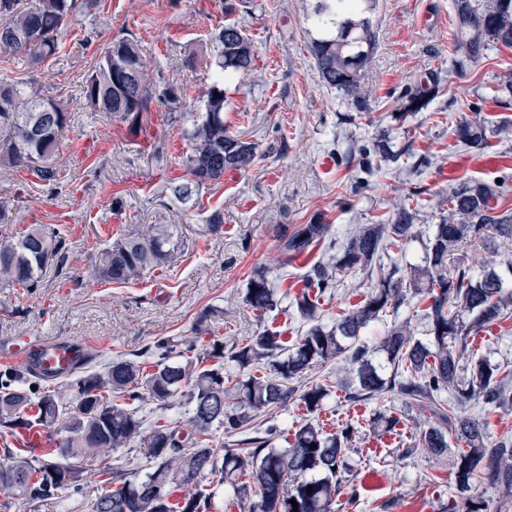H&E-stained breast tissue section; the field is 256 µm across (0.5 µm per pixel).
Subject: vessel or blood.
<instances>
[{
  "instance_id": "obj_1",
  "label": "vessel or blood",
  "mask_w": 512,
  "mask_h": 512,
  "mask_svg": "<svg viewBox=\"0 0 512 512\" xmlns=\"http://www.w3.org/2000/svg\"><path fill=\"white\" fill-rule=\"evenodd\" d=\"M87 354V345L78 341L29 340L17 344L9 357L27 371L54 379L72 372Z\"/></svg>"
}]
</instances>
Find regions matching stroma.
<instances>
[{"instance_id": "obj_1", "label": "stroma", "mask_w": 512, "mask_h": 512, "mask_svg": "<svg viewBox=\"0 0 512 512\" xmlns=\"http://www.w3.org/2000/svg\"><path fill=\"white\" fill-rule=\"evenodd\" d=\"M304 0H255L239 19L257 57L247 76L224 85V121L260 146L262 155L247 171L226 172L191 199L174 191L185 172L186 151L171 124L166 103L154 100L141 128L112 121L87 108L80 89L100 52L120 35L138 40L156 90L186 88L183 111L203 109L201 94L214 71L207 55L224 23L222 0H106L82 20L79 32H62L59 53L41 65L0 58V73L41 89L70 114L60 140V179L44 182L30 172L0 168V206L17 230L42 224L60 232L67 249L35 288H0V340L60 336L85 342L96 354L130 353L165 337L190 335L204 321L205 340L242 343L274 327L296 342L304 325L289 308L258 316L245 302L246 284L257 269L280 277L281 290L296 296L304 273L339 247L356 224L391 223L401 197L413 195L419 240L404 252L388 251L381 265L407 258L422 262L421 237L448 216L446 198L463 181H502L501 203L512 208V138L495 135L512 125V92L501 82L512 76V49L483 42L475 52L458 47L454 0H378L373 14L376 45L367 69L369 107L357 110L323 82L306 43ZM195 67H187L188 55ZM471 55L466 71L453 58ZM435 83L438 94L423 111L396 120L407 92ZM481 116L492 128L484 154L455 140L462 118ZM387 134L402 150L399 169L375 166L372 173L340 156L350 147ZM221 214L219 231L208 228ZM318 219L331 227L330 242L285 260L277 235ZM146 224H173L178 245L172 266L126 285L108 284L94 273L101 250ZM356 272L326 297L327 320L361 301L377 282ZM418 298L390 310L362 333L376 346L393 323L411 319L423 336ZM468 352L512 365V317L468 340ZM346 363L315 366L292 381L294 398L272 417L274 445L286 447L308 417L298 398L306 387L331 390L316 420L334 433L355 431L349 469L334 512H443L453 492L447 459L414 447L425 415L403 419L395 432L373 436L369 423L379 412L401 416V397L388 393L351 401L342 385Z\"/></svg>"}]
</instances>
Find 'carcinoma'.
<instances>
[{"label": "carcinoma", "instance_id": "1", "mask_svg": "<svg viewBox=\"0 0 512 512\" xmlns=\"http://www.w3.org/2000/svg\"><path fill=\"white\" fill-rule=\"evenodd\" d=\"M375 0H312L306 22L318 36L310 54L324 83L368 106L363 80L373 43L371 19ZM102 6L100 0H0V54L39 64L59 52L58 35L79 15ZM457 40L471 47L488 39L512 48V0H455ZM216 70L202 93L205 111L181 112L184 89L160 93L171 121L182 125L187 141L184 160L189 179L175 186L183 199L254 163L256 144L224 125V82L251 70L255 50L242 25L228 22L211 40ZM435 86L409 95L400 117L425 109ZM81 95L94 112L131 128L139 127L154 99L145 59L131 36L114 39L82 83ZM70 113L40 90L0 76V164L30 170L44 182L59 179V137ZM489 130L477 117L457 123L454 135L465 149L482 151ZM359 168L370 173L372 159L387 165L401 154L380 137L359 149ZM501 183L464 181L448 192V218L426 238L424 264L394 265L380 270L373 289L332 324L322 322L320 299L357 271H368L385 250L417 237L414 212L406 197L390 224H357L337 253L304 275L306 291L291 306L307 329L289 346L276 332L264 330L246 342L225 347L213 342L197 352L205 333L178 340L159 339L136 353L117 354L105 362L89 354L72 374L50 382L22 370L0 372V432L52 428L54 445L38 456H16L0 466V488L12 490L31 512L67 490L81 495L83 471L72 463L89 457L97 475L111 486L93 512H217V492L200 488L207 475L230 484L243 512H332L342 487L350 427L328 435L307 420L287 448L270 447L271 428L258 419L271 416L292 397L284 382L298 379L313 366L342 359L350 367L349 398L370 400L386 393L401 396L410 411L429 414L428 426L416 435V448L450 458L455 494L447 512H489L479 488L486 484L499 499L512 500V439L490 440L484 423L469 408L512 406V370L483 358L467 357L468 339L512 316V284L491 268L474 275L457 257L468 242L485 247L494 236L512 238V210L498 211L492 201L504 196ZM10 212L0 207V282L10 288H35L47 267L63 260L65 240L59 232L34 225L11 232ZM174 225L147 224L107 248L98 274L112 283H130L164 269L172 259ZM330 236L328 224H300L278 236L288 259L312 252ZM427 301L422 310L426 340L414 337L404 321L383 336L377 360L361 332L408 296ZM281 296L264 271L248 281L245 301L266 314ZM212 365H207V361ZM237 375L224 373V362ZM329 389L316 384L300 395L308 413L322 409ZM182 401L190 429L147 419L148 402L165 409ZM231 447L213 446L215 432ZM465 447L450 448L449 438ZM147 448L145 464L135 470L112 465V452ZM312 491H307V487ZM297 505H292L290 500Z\"/></svg>", "mask_w": 512, "mask_h": 512}]
</instances>
